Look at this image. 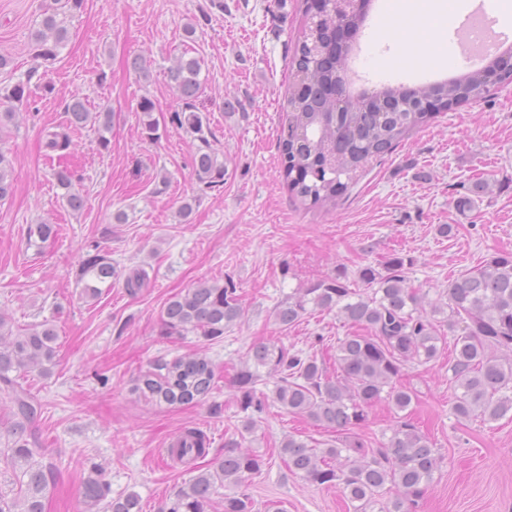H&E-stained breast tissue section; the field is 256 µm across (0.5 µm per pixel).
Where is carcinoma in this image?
I'll return each mask as SVG.
<instances>
[{
    "instance_id": "carcinoma-1",
    "label": "carcinoma",
    "mask_w": 512,
    "mask_h": 512,
    "mask_svg": "<svg viewBox=\"0 0 512 512\" xmlns=\"http://www.w3.org/2000/svg\"><path fill=\"white\" fill-rule=\"evenodd\" d=\"M315 9L324 21L317 35L302 33L288 61L291 80L279 135L283 183L304 206L337 207L368 163L393 152L415 129L435 117L439 112L435 102L467 99L481 86L488 90L512 83V69L491 61L450 81L416 87L388 84L372 92H357L344 79L348 50L328 48L336 43V12L330 0H305V14ZM66 38L67 28L59 13H44L41 28L34 34L37 56L46 62L55 60ZM200 73L199 59L184 55L169 69V79L181 101L171 121L200 142L193 156V171L199 182L212 189L224 184V164L209 140L212 132L206 117L196 107ZM30 79L29 75L27 81L3 89L0 97L21 105L29 102ZM65 112L67 124L46 134L47 152L63 157L72 145L73 132L90 123L97 125L100 145L108 147L105 133L110 131V112L90 111L78 95L70 96ZM54 176L68 207L81 210L84 197L74 189L70 172L62 168ZM489 188L486 182H473L472 196L461 198L458 207L472 208ZM13 190L12 161L0 148V200L11 196ZM56 234L55 225L41 221L28 226L27 240L38 247ZM409 264L411 261L394 255L380 269L361 268L358 279L367 286L365 292L349 287L346 275L338 272L309 288L297 289L276 307V318L286 327L299 322L312 306L335 308L345 321L365 330L338 340L335 370L315 355L259 342L251 346L234 380L243 410L261 413L271 400L290 414L336 431V441L323 448L289 436L282 442L281 452L288 470L303 480L341 488L353 512H374L382 502L385 512H411L438 467L433 442L409 419L392 428L388 442L371 459L336 465L342 449L362 447L346 432L366 421L367 409L382 400L401 411L410 406L412 393L397 383L407 364L436 358L441 336L433 316L443 314L449 323L462 325L448 361L456 390L454 415L463 420L492 421L512 414V253H497L452 280L446 299L432 304L429 311L408 280ZM115 275L108 253L87 256L80 268L85 296L98 297L100 285L112 283ZM235 292L231 283L205 282L173 296L162 312L163 330L170 336L192 334L208 340L223 336L224 330L243 316ZM56 341L50 323L16 336L0 314V394L15 409L13 431L18 434L10 447L0 449V457L19 469L18 490L10 498L0 494V512H45L53 470L36 460L38 440L24 438L26 423L37 417L41 405L10 373L38 367L46 373L42 366L55 357ZM255 367H266L278 375L272 397L257 396ZM213 379L211 361L192 354L158 360L139 376L135 391L155 404H185L207 395ZM175 451L187 463L208 454L205 437L194 430L179 436ZM262 466L260 456L227 444L224 455L179 489L164 512H206L217 488L226 483L241 491L224 497V512H253V500L243 487ZM109 493L106 481L89 479L83 491L88 509L98 506ZM109 507L111 512H140L135 494L115 500Z\"/></svg>"
}]
</instances>
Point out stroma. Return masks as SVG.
I'll return each mask as SVG.
<instances>
[{
	"label": "stroma",
	"mask_w": 512,
	"mask_h": 512,
	"mask_svg": "<svg viewBox=\"0 0 512 512\" xmlns=\"http://www.w3.org/2000/svg\"><path fill=\"white\" fill-rule=\"evenodd\" d=\"M55 0H0V87L37 70L52 93L37 92L18 107L0 149L12 159L14 193L0 201V314L14 333L49 322L58 339L49 373L19 371L17 378L41 405L29 423L59 473L45 512H86L85 481L101 474L110 499L137 494L140 512H161L176 491L205 467L182 464L167 449L184 430L196 429L209 453L226 443L262 457L248 491L254 512H353L341 489L317 486L289 472L281 453L288 436L308 442L335 432L289 414L274 402L248 416L233 378L252 344L264 341L333 362L338 339L353 327L336 312L315 309L292 326L274 310L288 294L336 272L358 287L360 268L397 254L410 259L413 287L438 299L454 278L499 252H512V85L441 112L392 153L373 163L336 209H304L279 171V120L286 103L288 60L306 27L303 0H85L66 15L68 39L57 59H37L31 38L40 15ZM385 0H372L365 29L355 36L348 67L357 84L374 90L386 81L409 86L457 76L448 56L431 68L397 57L402 21L385 19ZM195 24L186 37L184 28ZM201 61L203 93L197 105L215 136L224 164L216 190L199 183L192 167L198 142L177 127L180 107L168 70L182 54ZM145 60V74L130 66ZM80 93L91 111L108 109V148L96 127L72 135L65 163L85 197L71 211L52 176L56 161L43 140L65 123L64 102ZM154 100L155 138H146L141 97ZM491 191L473 209L456 202L475 179ZM191 203L192 212L179 208ZM123 221H116V214ZM56 224L54 239L34 248L29 225ZM442 224L457 225L441 236ZM107 252L119 276L95 299L79 279L82 260ZM145 275L136 291L127 276ZM233 281L244 314L223 336L166 335L161 312L175 294L201 282ZM432 361L407 364L399 380L413 394L406 412L388 402L372 407L356 428L360 445L344 449L358 459L384 445L400 416L412 419L434 442L438 469L417 512H512V418L457 420L448 360L459 333L446 320ZM198 353L214 367V387L187 405L139 399L138 375L157 359ZM254 418L245 429L246 418Z\"/></svg>",
	"instance_id": "obj_1"
}]
</instances>
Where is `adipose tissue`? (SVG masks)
<instances>
[{
    "label": "adipose tissue",
    "instance_id": "ef3b65f1",
    "mask_svg": "<svg viewBox=\"0 0 512 512\" xmlns=\"http://www.w3.org/2000/svg\"><path fill=\"white\" fill-rule=\"evenodd\" d=\"M469 8L468 0H388L386 16L418 17L420 30L407 34L400 42L401 53H420L422 46H429L425 62L437 64L438 57L448 51V19L460 17Z\"/></svg>",
    "mask_w": 512,
    "mask_h": 512
}]
</instances>
